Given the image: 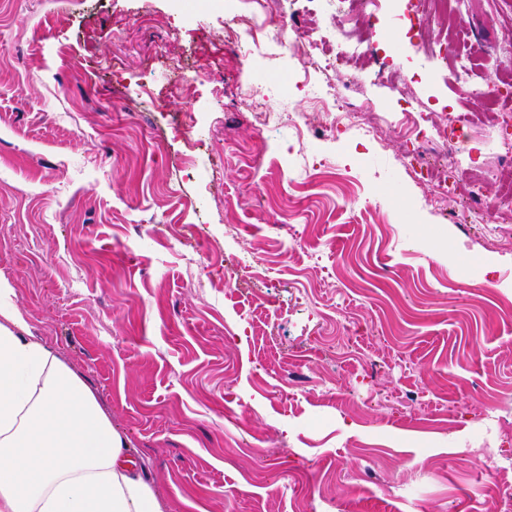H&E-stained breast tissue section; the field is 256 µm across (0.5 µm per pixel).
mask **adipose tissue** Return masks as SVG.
<instances>
[{"instance_id": "ef3b65f1", "label": "adipose tissue", "mask_w": 512, "mask_h": 512, "mask_svg": "<svg viewBox=\"0 0 512 512\" xmlns=\"http://www.w3.org/2000/svg\"><path fill=\"white\" fill-rule=\"evenodd\" d=\"M93 390L0 276V512H164Z\"/></svg>"}]
</instances>
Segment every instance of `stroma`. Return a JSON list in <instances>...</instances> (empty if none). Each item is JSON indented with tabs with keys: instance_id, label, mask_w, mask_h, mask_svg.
Instances as JSON below:
<instances>
[{
	"instance_id": "obj_1",
	"label": "stroma",
	"mask_w": 512,
	"mask_h": 512,
	"mask_svg": "<svg viewBox=\"0 0 512 512\" xmlns=\"http://www.w3.org/2000/svg\"><path fill=\"white\" fill-rule=\"evenodd\" d=\"M404 7L345 0L328 25L325 0L285 3L297 42L341 25L366 51L346 91L375 119L365 140L324 135L302 87L268 93L301 52L226 48L225 17L279 22L273 0H0V275L167 512H499L469 453L512 471V430L484 418L494 401L512 421V196L486 176L512 100L467 83H512V65L480 56L464 82L453 47L512 39V0L429 2L400 52ZM183 70L197 90L176 88ZM397 80L436 122H467L448 197L402 166ZM260 91L282 115L261 134ZM475 192L499 221L451 222ZM173 224L198 238L201 287ZM287 371L330 378L340 404L283 391ZM468 92L473 97L485 99L492 103V101L500 99H510L512 89L510 85H499L489 80L485 84H470Z\"/></svg>"
}]
</instances>
